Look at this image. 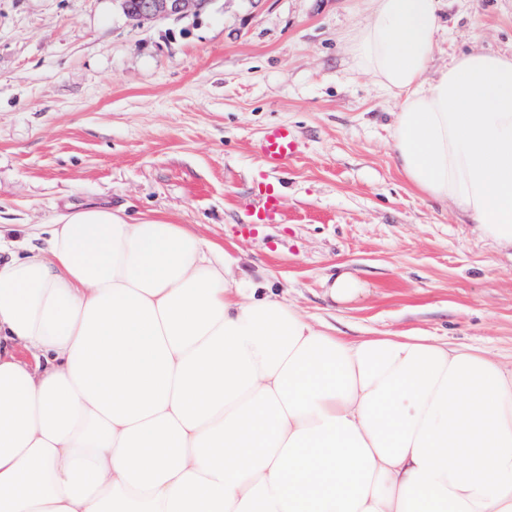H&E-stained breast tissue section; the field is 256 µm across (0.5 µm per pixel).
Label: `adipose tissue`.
Returning <instances> with one entry per match:
<instances>
[{
    "label": "adipose tissue",
    "mask_w": 512,
    "mask_h": 512,
    "mask_svg": "<svg viewBox=\"0 0 512 512\" xmlns=\"http://www.w3.org/2000/svg\"><path fill=\"white\" fill-rule=\"evenodd\" d=\"M370 4L349 50L401 173L512 249V56L430 77L437 0ZM28 237L0 231V512H512V370L482 350L338 336L162 216Z\"/></svg>",
    "instance_id": "adipose-tissue-1"
}]
</instances>
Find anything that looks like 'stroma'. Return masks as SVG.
<instances>
[{"mask_svg": "<svg viewBox=\"0 0 512 512\" xmlns=\"http://www.w3.org/2000/svg\"><path fill=\"white\" fill-rule=\"evenodd\" d=\"M369 0H211L137 26L119 0H0V221L47 224L93 199L156 213L223 246L309 321L359 339L411 332L512 366V251L450 202L421 198L391 148L395 99L355 69ZM443 68L512 54V0H440ZM290 127L279 171L253 144ZM277 223L254 225L264 185ZM367 284L338 303L326 276Z\"/></svg>", "mask_w": 512, "mask_h": 512, "instance_id": "35a3bbf8", "label": "stroma"}]
</instances>
